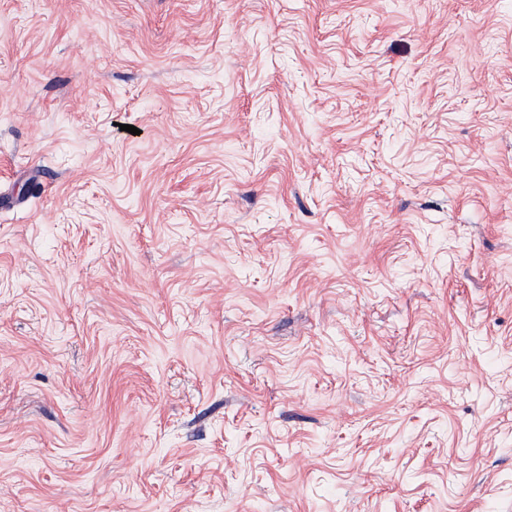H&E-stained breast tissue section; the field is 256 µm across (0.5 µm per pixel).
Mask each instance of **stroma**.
I'll list each match as a JSON object with an SVG mask.
<instances>
[{"label": "stroma", "instance_id": "stroma-1", "mask_svg": "<svg viewBox=\"0 0 512 512\" xmlns=\"http://www.w3.org/2000/svg\"><path fill=\"white\" fill-rule=\"evenodd\" d=\"M0 512H512V0H0Z\"/></svg>", "mask_w": 512, "mask_h": 512}]
</instances>
